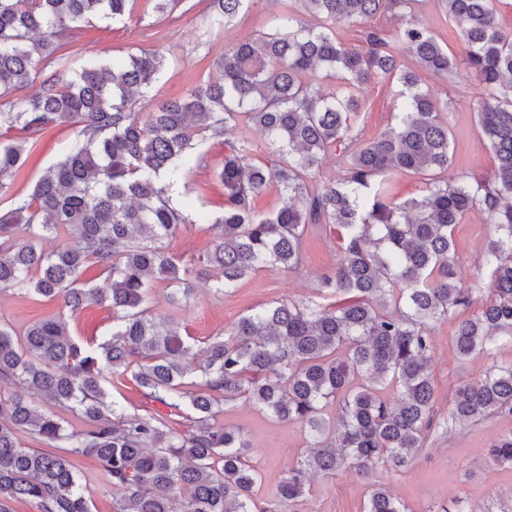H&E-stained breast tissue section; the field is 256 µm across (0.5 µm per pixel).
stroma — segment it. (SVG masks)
I'll list each match as a JSON object with an SVG mask.
<instances>
[{"label":"stroma","instance_id":"1","mask_svg":"<svg viewBox=\"0 0 512 512\" xmlns=\"http://www.w3.org/2000/svg\"><path fill=\"white\" fill-rule=\"evenodd\" d=\"M275 0H253L247 10L222 29L203 32L201 21L208 0H181L172 15L161 16L147 9L142 0L123 19L83 24L71 39L74 55L102 59L143 52H162L166 65L150 88L153 100L184 94L196 84L215 76L224 50L266 29L271 14L278 12ZM416 16L450 51H458L461 39L441 0H420ZM424 83L439 102L447 103L448 126L452 132L451 174L486 176L495 169L493 154L478 141L471 97L475 83L465 67L453 77L425 76ZM399 87L384 78L371 79L356 95L362 104L353 116L355 134L371 140L388 131L398 102ZM76 129L61 124L37 135L29 162L13 179L9 195L0 198L8 208L14 197L29 195L45 171L60 161L74 140ZM224 143L206 139L199 143L192 172L186 183L176 184L171 196L181 200L191 192L210 215H219L224 204V186L219 173L224 166ZM493 230L481 208L471 209L455 225L453 257L459 277L475 290L474 303L456 308L448 319L435 324L431 372L438 418H446L456 390L466 382L483 377L494 364L512 362V344L501 343L489 353L459 359L454 350V333L459 321L467 319L490 297L491 280L484 261V244ZM215 237L207 224H191L168 242L171 253L192 260L206 254ZM341 258L335 230H308L303 241V263L294 271L268 268L245 279L235 292L221 295L209 291L201 278H193L195 293L175 307L169 304L165 283H157L151 294L153 314L175 318L180 327L195 337L207 338L230 328L248 309L275 301L316 299L319 277L334 268ZM62 309L57 300L39 296L22 297L0 290V323L23 330L32 322ZM113 315L105 307H87L70 315L73 336L93 341L108 335ZM219 423L242 429L251 445L250 463L257 474L253 494L259 506L273 503L282 474L310 451V442L300 423L277 421L245 400H238L218 416ZM512 432V415L503 414L477 423L438 430L427 439L413 466L393 473L377 469L368 477L353 471L316 477L308 493L294 502L290 512H363L371 481L386 484L403 501L407 512H449L458 498H467L474 512H512V467L493 464L491 446ZM71 463L92 494L94 512H112V491L103 469L94 461L72 458Z\"/></svg>","mask_w":512,"mask_h":512}]
</instances>
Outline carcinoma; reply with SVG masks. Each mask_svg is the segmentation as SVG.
<instances>
[{
    "instance_id": "cac0c4a2",
    "label": "carcinoma",
    "mask_w": 512,
    "mask_h": 512,
    "mask_svg": "<svg viewBox=\"0 0 512 512\" xmlns=\"http://www.w3.org/2000/svg\"><path fill=\"white\" fill-rule=\"evenodd\" d=\"M135 0H0V98L50 67L34 96L0 108V197L26 163L28 140L63 123L78 128L64 157L28 197L0 210V287L60 299L70 312L108 307L112 333L84 343L58 313L19 334L0 323V512L30 501L37 512H92L70 457L99 463L115 495L113 512H269L253 500L256 473L242 431L217 415L244 399L274 419L300 423L312 451L283 473L277 500L301 498L311 478L341 469L373 475L407 469L439 426L431 373L432 323L473 304L451 261L454 226L480 204L494 235L485 248L492 296L454 335L461 358L512 343V32L495 0H441L474 77L480 145L495 156L480 179L450 176L446 106L421 87L420 71L450 78L458 68L436 35L413 16L418 0H281L257 38L224 50L218 73L184 96L155 103L148 92L165 57L131 55L108 65L63 52L80 24L114 21ZM252 0H210L204 31L232 23ZM388 14L371 25L366 47L344 46L342 24ZM413 57L418 68L402 62ZM323 70L344 87L393 79L402 98L390 131L370 141L352 134L356 99L311 78ZM256 126L273 159L229 136ZM224 139V209L216 217L178 206L170 183L187 178L199 139ZM338 150L345 177L312 182ZM427 177L422 194L388 199L386 177ZM275 188L282 206L261 215L258 194ZM212 221L217 240L203 264L220 293L265 267L294 270L308 226L338 232L340 262L316 288L328 304L276 301L252 308L224 335L202 342L150 310L153 285L174 303L192 293L189 268L165 240L186 224ZM67 232L52 251L41 242ZM96 266L102 279H82ZM129 378L166 412L130 413L107 401L106 385ZM395 384L393 399L376 385ZM39 393L85 427L39 411ZM338 403L334 420L323 409ZM512 413V362L463 385L453 423ZM183 419L180 430L175 418ZM29 439L50 450L29 448ZM512 465V434L491 448ZM363 512H406L389 489L371 484Z\"/></svg>"
}]
</instances>
